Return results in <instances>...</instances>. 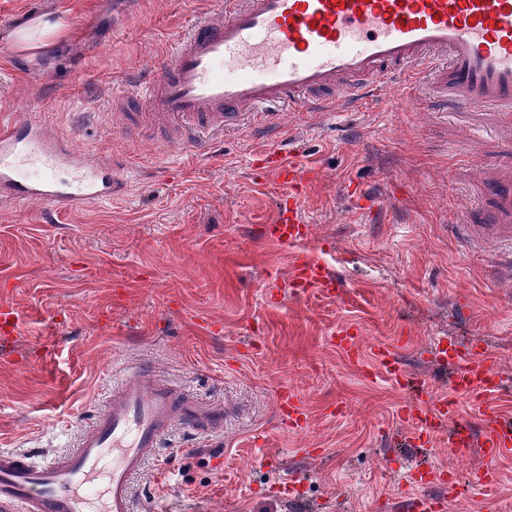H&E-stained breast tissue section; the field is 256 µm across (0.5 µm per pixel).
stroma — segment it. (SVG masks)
<instances>
[{"label": "stroma", "mask_w": 512, "mask_h": 512, "mask_svg": "<svg viewBox=\"0 0 512 512\" xmlns=\"http://www.w3.org/2000/svg\"><path fill=\"white\" fill-rule=\"evenodd\" d=\"M217 0H0V120L41 113L79 152L123 164L125 190L80 210L0 199V450L72 449L125 370L141 366L177 397L215 408L213 431L176 425L134 480L137 495L182 512H397L411 481L443 512H512V455L459 457L448 433L412 436L401 412L410 380L438 397L450 384L438 341L499 358L490 403L512 420V281L494 276L491 245L451 231L469 198L512 181V130L473 139L472 114L447 121L420 82L408 107L391 86L331 122L283 112L307 185L304 239L269 232L282 191L267 135L246 129L207 152L133 139L107 113L144 102L128 84ZM53 13L69 38L23 52L22 21ZM377 198L357 209L349 189ZM321 261L336 287L301 289L297 256ZM358 337L348 355L340 335ZM403 372L392 379L378 354ZM291 389L303 427L276 405ZM280 453L270 466L268 449ZM496 479L470 492L471 471ZM296 477L295 489L283 481Z\"/></svg>", "instance_id": "stroma-1"}]
</instances>
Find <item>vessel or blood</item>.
I'll return each instance as SVG.
<instances>
[{
  "label": "vessel or blood",
  "mask_w": 512,
  "mask_h": 512,
  "mask_svg": "<svg viewBox=\"0 0 512 512\" xmlns=\"http://www.w3.org/2000/svg\"><path fill=\"white\" fill-rule=\"evenodd\" d=\"M424 72L458 108L493 113L512 127V0H224L219 16L197 18L159 59L157 73L136 85L142 112L121 115L124 131L199 145L228 130L271 128L267 108L334 115L398 77ZM273 170L289 191L277 204L279 239L302 234L295 207L303 177L292 151L270 147ZM126 169L89 158L71 139L49 132L38 115L0 124V198L77 209L112 200ZM457 229L491 244L512 266V182L488 191ZM294 281L335 284L319 261L299 258ZM451 384L485 425L477 435L456 402L428 397L415 424L448 430L457 455L484 448L489 459L512 454V427L489 406L498 391L490 350L455 349ZM152 375L130 373L73 451L41 458L0 451V512H135L132 483L162 435L196 423ZM407 512H440V498L410 491Z\"/></svg>",
  "instance_id": "obj_1"
}]
</instances>
